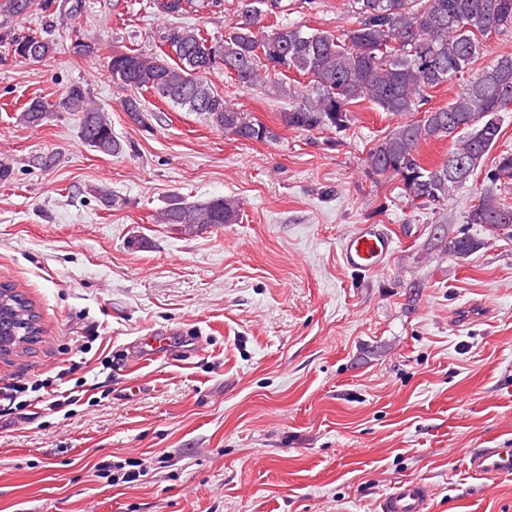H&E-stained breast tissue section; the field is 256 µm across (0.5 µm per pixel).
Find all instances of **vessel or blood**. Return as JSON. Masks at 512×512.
Wrapping results in <instances>:
<instances>
[{
	"instance_id": "b4317fda",
	"label": "vessel or blood",
	"mask_w": 512,
	"mask_h": 512,
	"mask_svg": "<svg viewBox=\"0 0 512 512\" xmlns=\"http://www.w3.org/2000/svg\"><path fill=\"white\" fill-rule=\"evenodd\" d=\"M393 251V239L385 225L361 224L341 244L345 267L360 273L381 268ZM468 469L478 476L512 474L511 448H468L464 451ZM430 497L423 484L404 481L386 493L381 512H429Z\"/></svg>"
}]
</instances>
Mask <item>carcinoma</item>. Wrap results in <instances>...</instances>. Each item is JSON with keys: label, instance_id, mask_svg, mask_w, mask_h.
Segmentation results:
<instances>
[{"label": "carcinoma", "instance_id": "obj_1", "mask_svg": "<svg viewBox=\"0 0 512 512\" xmlns=\"http://www.w3.org/2000/svg\"><path fill=\"white\" fill-rule=\"evenodd\" d=\"M56 0H0V16L20 17L34 7L46 13ZM280 0H244V8L222 38H209L199 27L171 25L160 34V52L147 55L137 49L114 52L107 71L114 84L130 92L122 102L131 120L142 122L140 92L206 117L212 127L240 141H267L274 131L250 112L234 107L209 80L222 70L244 87L262 85L274 73L294 72L310 77L311 93L281 113L284 125L305 131L341 132L354 121L351 106L367 101L401 121L371 147L365 158L375 175L400 180L404 196L414 205L437 208L476 176L496 145L502 128V108L512 100V52L500 54L481 73L459 85L439 108L423 109L429 91L461 79L484 51L491 33L512 30V0H348L356 25L339 33L307 31L301 25L267 24L277 15ZM193 0L153 5L165 16L188 11ZM14 57L44 59L54 43L38 33L9 36ZM222 48V65L207 62V42ZM81 114L79 135L93 150L118 155L123 142L112 130L109 113L74 85L62 106ZM59 106L41 98L26 103L16 117L28 127H39ZM422 118L412 119L417 113ZM451 139L448 156L427 164L421 147L432 140ZM482 182L512 184V152L501 153ZM95 197L112 209L124 199L101 185ZM474 204L466 223L480 224L494 235L502 224H512V203L493 191L473 186ZM239 202L214 197L189 202L170 196L156 215L159 224H174L193 236L206 224H237ZM481 243L468 236L453 237L447 250L470 255ZM39 316L32 302L7 283L0 284V340L12 328L32 339L39 333Z\"/></svg>", "mask_w": 512, "mask_h": 512}]
</instances>
